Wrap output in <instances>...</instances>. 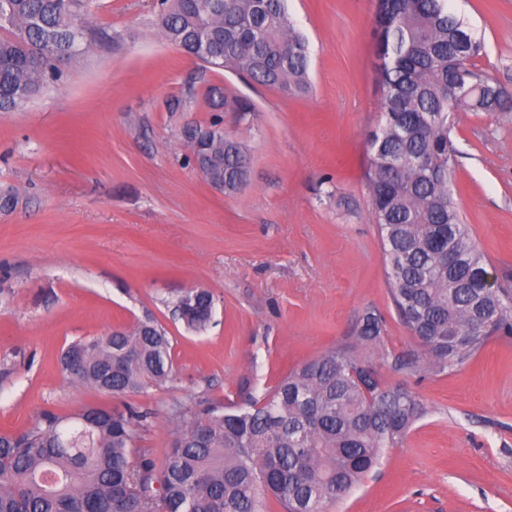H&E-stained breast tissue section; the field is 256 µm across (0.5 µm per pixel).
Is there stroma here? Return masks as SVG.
<instances>
[{"label": "stroma", "instance_id": "stroma-1", "mask_svg": "<svg viewBox=\"0 0 512 512\" xmlns=\"http://www.w3.org/2000/svg\"><path fill=\"white\" fill-rule=\"evenodd\" d=\"M484 45L478 69L512 91V0H448ZM310 53L291 96L166 42L156 0H94L91 50L17 112L0 113V434L43 412L146 413L136 443L162 471L174 410L261 396L301 363L350 344L380 314L385 346L417 343L401 321L367 186L381 121L376 0H287ZM253 110L224 115L248 150V181L214 189L187 166L183 130L208 124L209 84ZM191 95L179 112L172 97ZM454 200L494 267L512 270V106L461 112L450 133ZM213 297L206 329L173 313ZM154 320L174 378L115 396L71 380L63 349ZM422 412L403 440L327 512H512V340L491 338L453 373L379 367Z\"/></svg>", "mask_w": 512, "mask_h": 512}]
</instances>
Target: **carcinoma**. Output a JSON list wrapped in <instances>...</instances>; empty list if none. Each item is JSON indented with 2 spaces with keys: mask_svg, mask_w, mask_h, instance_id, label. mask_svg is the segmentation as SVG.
Listing matches in <instances>:
<instances>
[{
  "mask_svg": "<svg viewBox=\"0 0 512 512\" xmlns=\"http://www.w3.org/2000/svg\"><path fill=\"white\" fill-rule=\"evenodd\" d=\"M89 0H0V112L28 104L89 47L83 16ZM161 34L210 67L286 94L308 89L309 48L286 0H160ZM81 38H76V33ZM467 47L459 49L460 37ZM222 54L199 51L203 38ZM377 81L382 121L368 140L369 190L393 301L426 352L384 353L394 372L442 374L471 361L494 335L512 338V296L487 288L485 255L471 243L453 199L450 138L457 112H490L499 84L475 69L483 50L465 18L446 0H377ZM469 93L451 101L448 85ZM216 112L205 128L220 158L225 187L246 179L248 155L224 137L218 112L250 105L211 85ZM425 162L420 167L417 161ZM487 319L473 328L478 314ZM383 321L365 313L354 341L303 363L259 398L182 415L160 487L136 445L145 415L85 407L44 413L29 430L0 436V512H326L395 447L421 413L410 393L383 385L366 349L383 342ZM171 345L152 321L71 344L79 381L112 394L161 385L173 376Z\"/></svg>",
  "mask_w": 512,
  "mask_h": 512,
  "instance_id": "carcinoma-1",
  "label": "carcinoma"
}]
</instances>
